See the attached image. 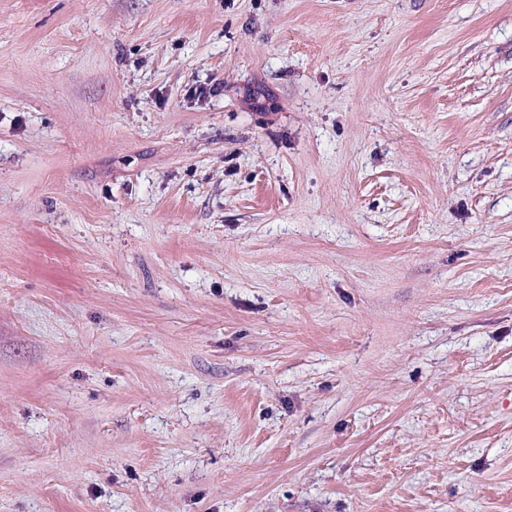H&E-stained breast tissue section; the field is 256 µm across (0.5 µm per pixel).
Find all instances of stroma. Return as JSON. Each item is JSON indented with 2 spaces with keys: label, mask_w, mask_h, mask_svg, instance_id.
<instances>
[{
  "label": "stroma",
  "mask_w": 512,
  "mask_h": 512,
  "mask_svg": "<svg viewBox=\"0 0 512 512\" xmlns=\"http://www.w3.org/2000/svg\"><path fill=\"white\" fill-rule=\"evenodd\" d=\"M0 512H512V0H0Z\"/></svg>",
  "instance_id": "stroma-1"
}]
</instances>
